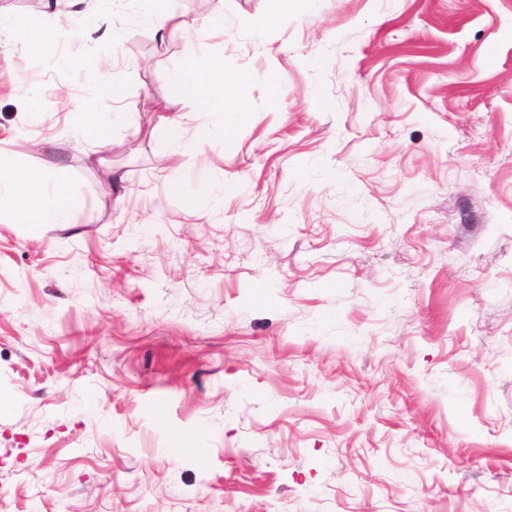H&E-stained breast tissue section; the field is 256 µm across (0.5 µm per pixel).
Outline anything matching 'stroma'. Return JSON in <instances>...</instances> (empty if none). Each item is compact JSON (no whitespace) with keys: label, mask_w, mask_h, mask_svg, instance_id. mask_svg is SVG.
Returning a JSON list of instances; mask_svg holds the SVG:
<instances>
[{"label":"stroma","mask_w":512,"mask_h":512,"mask_svg":"<svg viewBox=\"0 0 512 512\" xmlns=\"http://www.w3.org/2000/svg\"><path fill=\"white\" fill-rule=\"evenodd\" d=\"M266 7L0 0V163L84 202L0 222V512H512V0ZM193 54L249 116L167 150ZM171 0H142L143 8L147 13L161 15L167 22H171V31L183 29L189 23L181 15L175 14L169 7ZM268 2L271 7L268 8L266 13L254 16L248 21L250 27L258 34L265 33L273 26L278 15L283 12L284 3L287 0H269ZM180 123L161 117L152 130L153 139L164 147L172 145L179 137Z\"/></svg>","instance_id":"stroma-1"}]
</instances>
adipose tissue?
Instances as JSON below:
<instances>
[{"label": "adipose tissue", "mask_w": 512, "mask_h": 512, "mask_svg": "<svg viewBox=\"0 0 512 512\" xmlns=\"http://www.w3.org/2000/svg\"><path fill=\"white\" fill-rule=\"evenodd\" d=\"M187 86L183 106L243 122L249 110L244 80L226 77L219 57H189L180 75ZM9 200V221L38 230L46 224L70 223L81 200L69 183L54 172L26 168L0 169V201Z\"/></svg>", "instance_id": "ef3b65f1"}]
</instances>
